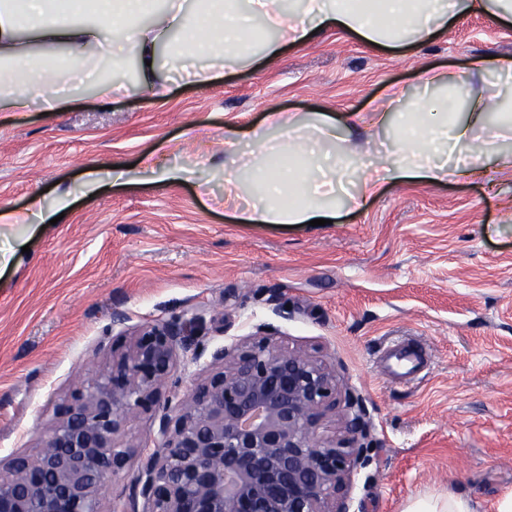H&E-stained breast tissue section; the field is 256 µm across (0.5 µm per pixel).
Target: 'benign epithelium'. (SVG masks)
<instances>
[{
  "instance_id": "benign-epithelium-1",
  "label": "benign epithelium",
  "mask_w": 512,
  "mask_h": 512,
  "mask_svg": "<svg viewBox=\"0 0 512 512\" xmlns=\"http://www.w3.org/2000/svg\"><path fill=\"white\" fill-rule=\"evenodd\" d=\"M341 403L351 437L325 441L322 422ZM143 411L156 433L118 445ZM371 431L362 398L341 393L321 357L259 333L210 352L173 316L74 382L40 446L8 459L0 512H103V493L131 468L109 512H350Z\"/></svg>"
}]
</instances>
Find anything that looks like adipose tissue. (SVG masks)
I'll list each match as a JSON object with an SVG mask.
<instances>
[{
	"label": "adipose tissue",
	"instance_id": "1",
	"mask_svg": "<svg viewBox=\"0 0 512 512\" xmlns=\"http://www.w3.org/2000/svg\"><path fill=\"white\" fill-rule=\"evenodd\" d=\"M240 1L199 0L191 16L184 0H167L166 8L143 25L139 16L146 0H87L83 21L73 20L72 0H0V111L27 112L37 102L43 111L55 112L73 104L82 73L102 75L126 50L137 59L138 89L152 100H165L169 78L157 50L177 31L183 34L177 55L184 61L185 75L209 83L216 73L197 67V57H243L249 11L264 15L277 32L264 46L266 63L319 29L334 28L371 46L399 49L407 38L432 37L446 30L457 14L476 8L512 24V0H309L305 8L290 11L281 8V0H244V9ZM57 48L66 49V57H55ZM491 68L505 82L490 97L469 94L464 79L430 72L424 83L435 89V96L405 104L399 93L389 95L374 115L373 128L390 131L391 153L382 164L368 167L351 205H362L387 183L442 181L482 173L490 163H511L512 156L502 153L499 144L512 140V113H499L490 128L485 121L492 104L512 98V57L493 63L473 59L468 73L480 75ZM312 125L316 138H286L279 134L278 113H270L265 131L251 136L246 158L225 159L227 202L235 205L241 196L249 198L243 221L306 224L335 219L336 195L360 161L356 117L350 112L339 121L319 112Z\"/></svg>",
	"mask_w": 512,
	"mask_h": 512
}]
</instances>
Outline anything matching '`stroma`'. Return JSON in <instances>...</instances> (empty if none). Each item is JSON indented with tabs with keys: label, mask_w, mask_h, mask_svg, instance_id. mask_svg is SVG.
I'll return each mask as SVG.
<instances>
[{
	"label": "stroma",
	"mask_w": 512,
	"mask_h": 512,
	"mask_svg": "<svg viewBox=\"0 0 512 512\" xmlns=\"http://www.w3.org/2000/svg\"><path fill=\"white\" fill-rule=\"evenodd\" d=\"M489 55L512 56V25L467 11L403 52L325 30L159 103L137 93L128 54L124 96L91 84L59 112L1 111L0 212L37 198L65 216L32 233L0 223V459L40 445L75 375L109 359L103 337L121 349L180 315L214 346L261 331L320 349L374 423L359 512L451 493L498 512L512 495V167L389 184L359 208L340 198L325 226L245 224L224 205L228 131L271 112L293 128L317 110L362 119L389 91L422 93L425 70L458 76ZM118 165L136 183L114 182ZM396 346L425 360L410 379L387 368Z\"/></svg>",
	"instance_id": "stroma-1"
}]
</instances>
